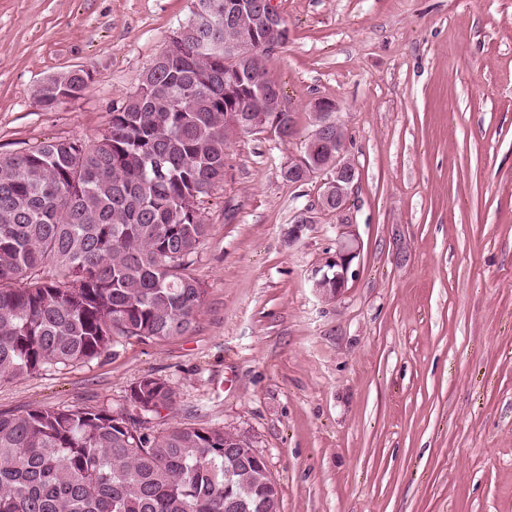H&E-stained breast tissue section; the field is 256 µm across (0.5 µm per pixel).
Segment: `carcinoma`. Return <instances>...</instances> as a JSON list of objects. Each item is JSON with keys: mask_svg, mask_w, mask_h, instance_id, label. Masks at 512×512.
I'll return each mask as SVG.
<instances>
[{"mask_svg": "<svg viewBox=\"0 0 512 512\" xmlns=\"http://www.w3.org/2000/svg\"><path fill=\"white\" fill-rule=\"evenodd\" d=\"M210 21L183 31L139 89L112 107L91 145L56 138L0 155V382L97 358L117 336L186 334L204 300L188 273L209 235L201 205L224 181L232 138L288 131L290 111L264 56L288 34L226 23V0H199ZM244 41L215 65L206 43ZM237 76L224 89V74ZM35 91L54 109L87 86L64 71ZM51 274L44 275L45 268ZM175 391L146 375L120 408L0 413V512H281L280 487L247 435L206 426L147 431Z\"/></svg>", "mask_w": 512, "mask_h": 512, "instance_id": "1", "label": "carcinoma"}]
</instances>
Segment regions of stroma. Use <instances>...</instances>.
<instances>
[{
  "label": "stroma",
  "mask_w": 512,
  "mask_h": 512,
  "mask_svg": "<svg viewBox=\"0 0 512 512\" xmlns=\"http://www.w3.org/2000/svg\"><path fill=\"white\" fill-rule=\"evenodd\" d=\"M265 57L297 133L241 135L202 205L188 334L116 338L88 362L0 383V412L122 405L143 376L175 390L150 427L245 432L281 512H512V0H274ZM192 0H0V154L95 142ZM94 74L35 106L46 77ZM328 99L359 171L350 225L320 178L282 167ZM313 222L296 240L304 208ZM354 239L341 294L311 276Z\"/></svg>",
  "instance_id": "1"
}]
</instances>
